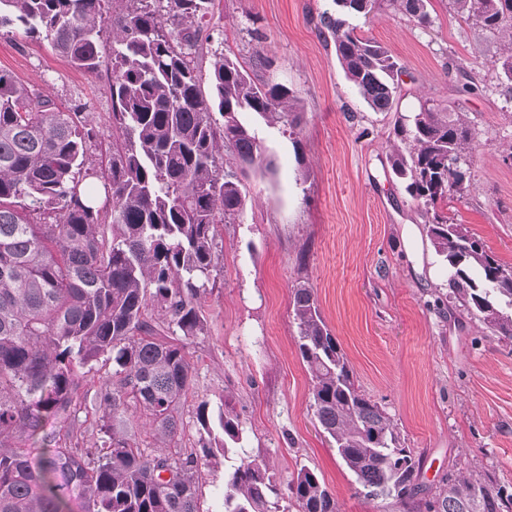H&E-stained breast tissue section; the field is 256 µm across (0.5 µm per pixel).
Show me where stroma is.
<instances>
[{"label": "stroma", "mask_w": 512, "mask_h": 512, "mask_svg": "<svg viewBox=\"0 0 512 512\" xmlns=\"http://www.w3.org/2000/svg\"><path fill=\"white\" fill-rule=\"evenodd\" d=\"M334 0H216L213 48L247 59L259 30L273 72L297 90L305 122L295 135L262 131L273 171L249 172L240 219L220 225L224 273L202 301L205 335L191 345L196 380L181 414L182 444L196 439L198 400L239 416L243 445L280 484L308 466L340 512H401L364 498L310 408V376L297 349L291 291L315 288L328 326L361 390L381 404L429 488L446 473L484 474L512 487V341L470 316L439 308L448 272L426 226L430 212L392 171L398 115L427 105L463 112L473 132L468 196L440 212L467 224L512 266V95L492 63L499 39L431 0L423 27L389 4L365 33L404 67L392 112L358 97L318 28ZM111 46L97 73L77 70L45 38L0 37V69L42 88L62 107L83 106L98 131L93 166L112 159ZM475 81L479 92L466 93Z\"/></svg>", "instance_id": "stroma-1"}]
</instances>
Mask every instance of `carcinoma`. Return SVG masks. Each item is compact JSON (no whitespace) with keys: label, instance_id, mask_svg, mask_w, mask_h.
Segmentation results:
<instances>
[{"label":"carcinoma","instance_id":"obj_1","mask_svg":"<svg viewBox=\"0 0 512 512\" xmlns=\"http://www.w3.org/2000/svg\"><path fill=\"white\" fill-rule=\"evenodd\" d=\"M376 2L336 0V14L323 13L320 24L355 92L372 111L390 112L403 67L347 20L367 17ZM390 2L431 24L430 0ZM449 4L501 39L494 69L512 90V0ZM214 8L215 0H0L1 34L21 26L42 35L90 74L112 24L116 138L101 183L89 164L96 131L86 113L64 111L0 70V512H204L199 463L231 455L224 512H338L305 465L279 505L274 475L240 447L239 417L221 412L215 424L204 400L194 446L180 443L179 408L196 377L190 345L206 327L201 300L224 271L218 226L243 214L247 172L271 167L259 125L285 133L305 119L297 91L270 73L259 34L248 61L215 51L203 78ZM395 131L405 148L392 169L413 200L434 209L471 193L463 113L424 106ZM427 234L448 264V306L512 341V266L448 216L434 213ZM291 298L310 408L358 493L407 512H512V491L490 479L450 473L440 490L422 488L420 459L361 391L315 289L301 280ZM100 362L112 364V378L82 390L83 369ZM138 411L158 443L151 451L131 433ZM91 413L99 443L84 448L74 432Z\"/></svg>","mask_w":512,"mask_h":512}]
</instances>
